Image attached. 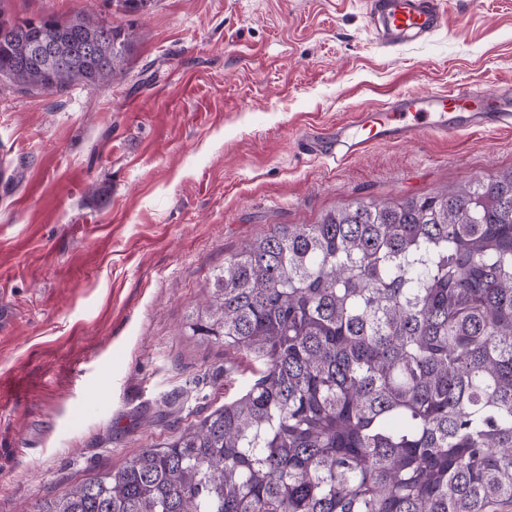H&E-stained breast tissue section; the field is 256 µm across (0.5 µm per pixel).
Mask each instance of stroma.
<instances>
[{"label": "stroma", "mask_w": 512, "mask_h": 512, "mask_svg": "<svg viewBox=\"0 0 512 512\" xmlns=\"http://www.w3.org/2000/svg\"><path fill=\"white\" fill-rule=\"evenodd\" d=\"M449 2L446 28L390 49L364 0H152L132 18L110 0H7L139 40L120 83H0V512H35L257 379V360L184 329L246 243L512 166V127L340 165L298 144L408 93L512 85V0Z\"/></svg>", "instance_id": "1"}]
</instances>
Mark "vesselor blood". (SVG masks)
Masks as SVG:
<instances>
[{"label": "vessel or blood", "instance_id": "vessel-or-blood-1", "mask_svg": "<svg viewBox=\"0 0 512 512\" xmlns=\"http://www.w3.org/2000/svg\"><path fill=\"white\" fill-rule=\"evenodd\" d=\"M368 15L382 26V43L393 48L433 34L447 21V0H367ZM512 124V87L487 92L462 84L445 92L410 93L357 112L336 126L333 137L316 127L300 134L310 154L343 163L378 144L449 136L476 128Z\"/></svg>", "mask_w": 512, "mask_h": 512}]
</instances>
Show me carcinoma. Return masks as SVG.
Returning a JSON list of instances; mask_svg holds the SVG:
<instances>
[{
	"mask_svg": "<svg viewBox=\"0 0 512 512\" xmlns=\"http://www.w3.org/2000/svg\"><path fill=\"white\" fill-rule=\"evenodd\" d=\"M60 42L49 69L30 47ZM136 36L0 7V80L126 79ZM192 336L261 375L176 437L36 512H489L512 503V167L355 200L224 260Z\"/></svg>",
	"mask_w": 512,
	"mask_h": 512,
	"instance_id": "obj_1",
	"label": "carcinoma"
}]
</instances>
